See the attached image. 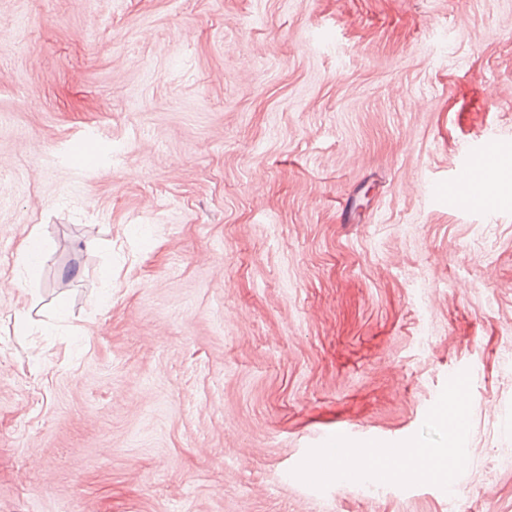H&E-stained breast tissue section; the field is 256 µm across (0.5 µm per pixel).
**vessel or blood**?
Here are the masks:
<instances>
[{"instance_id": "1", "label": "vessel or blood", "mask_w": 512, "mask_h": 512, "mask_svg": "<svg viewBox=\"0 0 512 512\" xmlns=\"http://www.w3.org/2000/svg\"><path fill=\"white\" fill-rule=\"evenodd\" d=\"M106 150L105 144L93 139H83L73 145L70 160L76 166L92 171L97 168ZM468 152V159L462 160L455 167L452 176L448 182L443 183L442 188L454 205L484 215L492 204L486 188L493 182L499 168V142L496 138L489 137L482 143L469 147ZM464 394L465 390L459 380H449L447 392L433 408L435 417L445 420L449 430H459L466 425Z\"/></svg>"}]
</instances>
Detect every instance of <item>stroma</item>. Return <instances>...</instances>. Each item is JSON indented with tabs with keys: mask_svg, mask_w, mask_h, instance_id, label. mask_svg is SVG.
<instances>
[{
	"mask_svg": "<svg viewBox=\"0 0 512 512\" xmlns=\"http://www.w3.org/2000/svg\"><path fill=\"white\" fill-rule=\"evenodd\" d=\"M511 329L512 0H0V512H512ZM461 372L463 466L304 469L447 449ZM470 155L476 156L475 161H469ZM499 163V142L488 137L482 143L469 147L466 157L455 167L448 182L438 185L454 205L462 206L471 213L487 215L492 199L485 188L494 181ZM106 150V145L98 143L95 139H82L73 145L70 160L78 167L93 171L98 167ZM44 257L43 236L40 227L36 225L23 242L18 265L27 271L29 278H32L42 265ZM460 382L461 380L449 379L448 392L433 407L434 417L448 422V430L450 431L462 429L467 422L462 400L466 389L461 386Z\"/></svg>",
	"mask_w": 512,
	"mask_h": 512,
	"instance_id": "stroma-1",
	"label": "stroma"
}]
</instances>
